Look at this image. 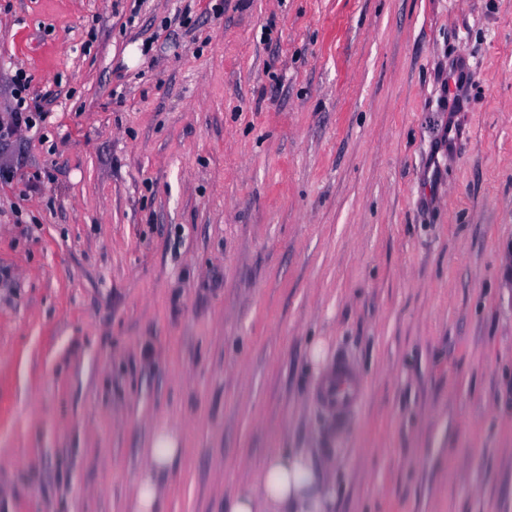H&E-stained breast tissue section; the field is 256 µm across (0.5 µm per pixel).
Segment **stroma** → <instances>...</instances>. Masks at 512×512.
Returning a JSON list of instances; mask_svg holds the SVG:
<instances>
[{
    "instance_id": "1",
    "label": "stroma",
    "mask_w": 512,
    "mask_h": 512,
    "mask_svg": "<svg viewBox=\"0 0 512 512\" xmlns=\"http://www.w3.org/2000/svg\"><path fill=\"white\" fill-rule=\"evenodd\" d=\"M18 70L0 512H126L160 427L165 512L278 449L333 512H512V0H0V115ZM27 77L23 72H18L16 75V107L12 112L7 113V116L0 117V139H6L12 133L15 127L25 125L33 126L32 113L43 110L39 109L36 105L33 107L29 105L26 90H27ZM362 398L358 379L343 364L336 363V373L322 382L320 403L322 407L340 424L360 405Z\"/></svg>"
}]
</instances>
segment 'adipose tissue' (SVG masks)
Listing matches in <instances>:
<instances>
[{"instance_id": "adipose-tissue-1", "label": "adipose tissue", "mask_w": 512, "mask_h": 512, "mask_svg": "<svg viewBox=\"0 0 512 512\" xmlns=\"http://www.w3.org/2000/svg\"><path fill=\"white\" fill-rule=\"evenodd\" d=\"M180 455L176 432L159 430L144 450L146 465L133 485L131 512H163L161 473ZM327 476L297 452L272 454L251 483L224 498V512H328Z\"/></svg>"}]
</instances>
